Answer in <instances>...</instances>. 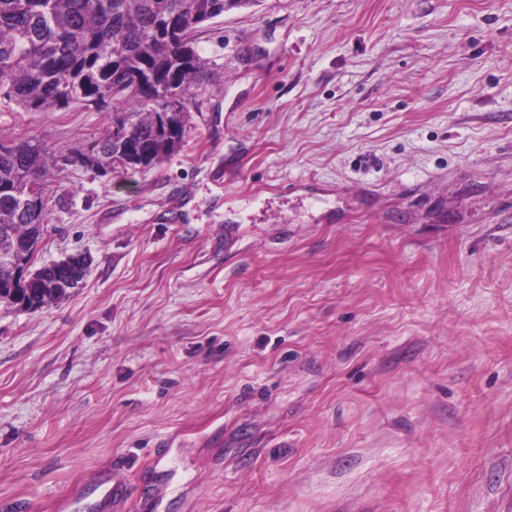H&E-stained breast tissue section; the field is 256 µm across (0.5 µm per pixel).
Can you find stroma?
<instances>
[{"label":"stroma","mask_w":512,"mask_h":512,"mask_svg":"<svg viewBox=\"0 0 512 512\" xmlns=\"http://www.w3.org/2000/svg\"><path fill=\"white\" fill-rule=\"evenodd\" d=\"M179 151L52 174L0 307V512H512V0H257ZM112 106L23 112L62 157ZM33 265H34V260H32L27 265H25L22 270V278H27V284H29V285H26L22 281H17L13 285L14 288L9 287L6 289L8 290V292L11 289H13L15 294L20 295L21 297L25 296L31 302L32 305L35 304V307H28V308H24V309L15 308V309L25 310V311H31V310L34 311V310L40 309L44 305H47L49 303L56 302L58 300L65 298L69 293V291L67 289L71 290L73 288H76V286L78 285V281H76V283H74V284H71V286H68V288H52L55 285L54 283H52L48 286H47V284H44V285H42L43 288H48V289H43L39 295H36V292L39 289L31 288V287H33L36 283L41 284V281L39 279L40 274L38 273V270H41L42 266L39 267L38 270H36V269H33ZM29 290L32 291V297H30L28 294ZM33 299H35L36 302H34ZM118 486L110 477L93 482L87 491L62 497L58 508L62 512H96L103 502L112 498Z\"/></svg>","instance_id":"obj_1"}]
</instances>
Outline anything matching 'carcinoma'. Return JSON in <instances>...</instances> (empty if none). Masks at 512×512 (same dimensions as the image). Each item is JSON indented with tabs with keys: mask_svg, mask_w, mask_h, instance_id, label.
I'll return each mask as SVG.
<instances>
[{
	"mask_svg": "<svg viewBox=\"0 0 512 512\" xmlns=\"http://www.w3.org/2000/svg\"><path fill=\"white\" fill-rule=\"evenodd\" d=\"M247 0H0V96L26 112L99 107L112 101L125 115V137L146 154L143 168L181 147L190 90L210 79L195 48L199 26ZM180 93L174 102L170 90ZM83 167L103 173L127 166L112 133L73 151ZM61 170L38 140L0 142V256L23 258L41 242L45 195ZM37 193H31L32 187ZM34 292L35 308L68 295Z\"/></svg>",
	"mask_w": 512,
	"mask_h": 512,
	"instance_id": "cac0c4a2",
	"label": "carcinoma"
}]
</instances>
